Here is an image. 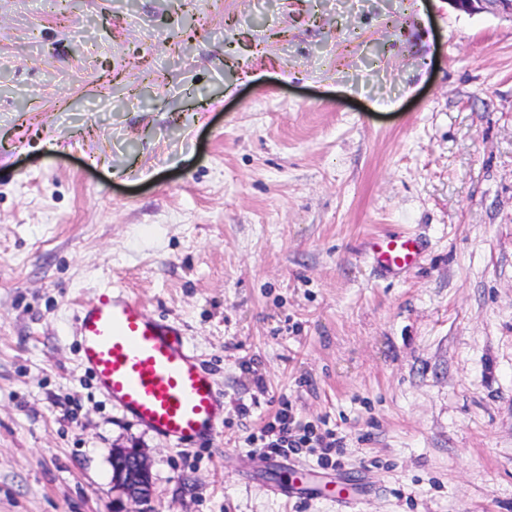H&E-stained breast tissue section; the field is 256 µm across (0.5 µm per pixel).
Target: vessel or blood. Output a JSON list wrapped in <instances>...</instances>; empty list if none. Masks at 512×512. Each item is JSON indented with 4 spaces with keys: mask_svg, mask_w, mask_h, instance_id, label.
<instances>
[{
    "mask_svg": "<svg viewBox=\"0 0 512 512\" xmlns=\"http://www.w3.org/2000/svg\"><path fill=\"white\" fill-rule=\"evenodd\" d=\"M368 252L380 270L397 276L419 265L424 246L411 235L385 234L369 241ZM75 324L81 360L116 409L176 446L216 434L224 404L180 329L120 288L82 305Z\"/></svg>",
    "mask_w": 512,
    "mask_h": 512,
    "instance_id": "vessel-or-blood-1",
    "label": "vessel or blood"
}]
</instances>
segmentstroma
Returning a JSON list of instances; mask_svg holds the SVG:
<instances>
[{
  "label": "stroma",
  "mask_w": 512,
  "mask_h": 512,
  "mask_svg": "<svg viewBox=\"0 0 512 512\" xmlns=\"http://www.w3.org/2000/svg\"><path fill=\"white\" fill-rule=\"evenodd\" d=\"M0 0V512H512V17L447 0ZM425 243L385 274L368 238ZM177 326L224 423L114 409L75 316L105 285ZM283 457L365 490L287 499ZM262 450L267 455L275 454L278 456L288 455V452H293L296 448H322L323 458L329 457L330 454L336 456V466L342 465L343 448L336 439L332 431L325 433H318L309 427L302 426L288 412V406L284 405L283 408L277 411L275 423H268L263 435ZM312 443H315L313 446ZM114 482L130 505H141L151 494L150 463L134 448H117L112 453Z\"/></svg>",
  "instance_id": "stroma-1"
}]
</instances>
